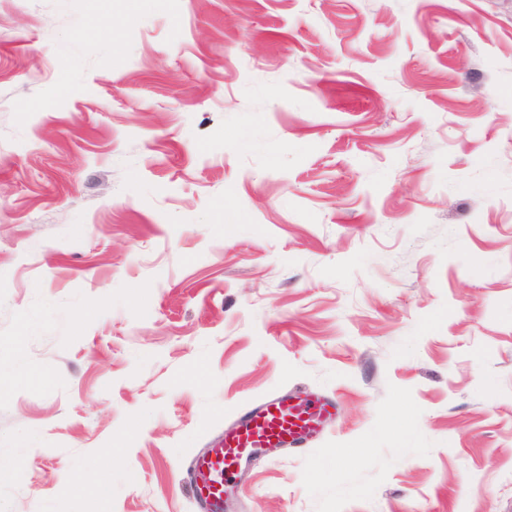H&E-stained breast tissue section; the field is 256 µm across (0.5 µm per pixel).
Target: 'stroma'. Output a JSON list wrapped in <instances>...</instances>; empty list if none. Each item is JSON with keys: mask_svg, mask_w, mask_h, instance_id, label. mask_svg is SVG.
<instances>
[{"mask_svg": "<svg viewBox=\"0 0 512 512\" xmlns=\"http://www.w3.org/2000/svg\"><path fill=\"white\" fill-rule=\"evenodd\" d=\"M512 512V0H0V512ZM334 408L328 400L273 396L244 410L222 445L211 448L207 456L196 460V471H207L209 475L203 487H198V492L212 501L217 510L214 512H221L224 494L233 492L224 477L227 473L248 461L261 448L304 445L332 416Z\"/></svg>", "mask_w": 512, "mask_h": 512, "instance_id": "1", "label": "stroma"}]
</instances>
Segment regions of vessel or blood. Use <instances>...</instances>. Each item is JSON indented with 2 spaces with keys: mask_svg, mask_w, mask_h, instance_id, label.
<instances>
[{
  "mask_svg": "<svg viewBox=\"0 0 512 512\" xmlns=\"http://www.w3.org/2000/svg\"><path fill=\"white\" fill-rule=\"evenodd\" d=\"M328 400L302 396L267 398L256 407L244 410L239 421L225 436L220 447L198 458L196 470L207 472L205 496L213 506H221L232 488L226 475L248 461L263 448H296L304 445L331 417Z\"/></svg>",
  "mask_w": 512,
  "mask_h": 512,
  "instance_id": "obj_1",
  "label": "vessel or blood"
}]
</instances>
